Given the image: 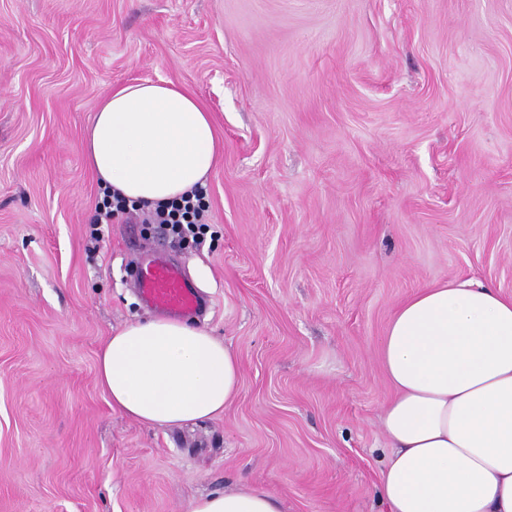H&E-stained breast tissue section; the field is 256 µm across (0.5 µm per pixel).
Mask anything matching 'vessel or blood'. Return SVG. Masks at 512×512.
<instances>
[{"label":"vessel or blood","mask_w":512,"mask_h":512,"mask_svg":"<svg viewBox=\"0 0 512 512\" xmlns=\"http://www.w3.org/2000/svg\"><path fill=\"white\" fill-rule=\"evenodd\" d=\"M141 298L154 308L187 315L200 307V298L185 279L182 269L162 256L154 257L135 279Z\"/></svg>","instance_id":"1"}]
</instances>
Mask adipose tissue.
<instances>
[{"label": "adipose tissue", "mask_w": 512, "mask_h": 512, "mask_svg": "<svg viewBox=\"0 0 512 512\" xmlns=\"http://www.w3.org/2000/svg\"><path fill=\"white\" fill-rule=\"evenodd\" d=\"M108 193L166 204L206 186L223 153L210 112L170 83L121 85L98 101L83 139ZM394 389L378 495L388 512H512V296L480 282L418 289L381 341ZM233 349L182 319L115 329L97 377L113 408L150 426L216 417L237 396ZM189 512H280L246 488L195 498Z\"/></svg>", "instance_id": "adipose-tissue-1"}]
</instances>
